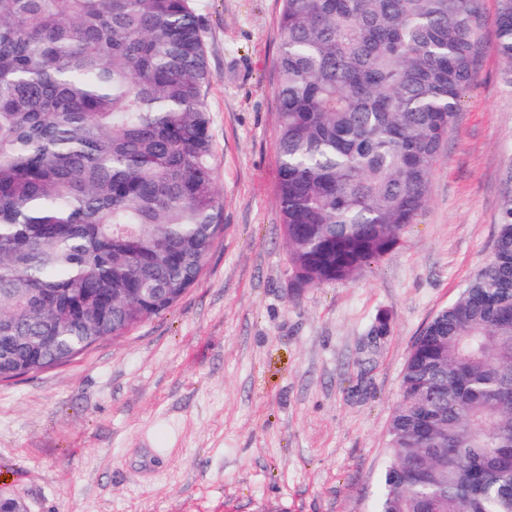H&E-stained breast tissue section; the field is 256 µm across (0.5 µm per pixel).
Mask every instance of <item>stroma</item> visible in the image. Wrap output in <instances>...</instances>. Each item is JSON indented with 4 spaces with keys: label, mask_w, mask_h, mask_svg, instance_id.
Masks as SVG:
<instances>
[{
    "label": "stroma",
    "mask_w": 512,
    "mask_h": 512,
    "mask_svg": "<svg viewBox=\"0 0 512 512\" xmlns=\"http://www.w3.org/2000/svg\"><path fill=\"white\" fill-rule=\"evenodd\" d=\"M193 5L224 232L168 312L0 382V486L29 512H373L408 355L491 256L512 187L498 0H480L474 79L415 223L296 300L275 195L283 0Z\"/></svg>",
    "instance_id": "stroma-1"
}]
</instances>
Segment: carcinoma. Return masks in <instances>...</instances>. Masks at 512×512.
<instances>
[{
    "label": "carcinoma",
    "mask_w": 512,
    "mask_h": 512,
    "mask_svg": "<svg viewBox=\"0 0 512 512\" xmlns=\"http://www.w3.org/2000/svg\"><path fill=\"white\" fill-rule=\"evenodd\" d=\"M496 50L512 86V0ZM277 202L289 288L347 281L427 204L473 79L478 0H283ZM192 0H0V381L170 310L224 230ZM426 326L375 512H512V190Z\"/></svg>",
    "instance_id": "1"
}]
</instances>
